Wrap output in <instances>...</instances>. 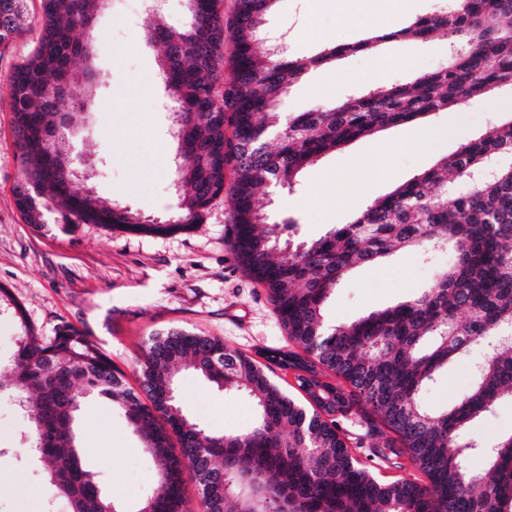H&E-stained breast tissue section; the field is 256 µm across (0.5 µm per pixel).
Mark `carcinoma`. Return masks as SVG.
<instances>
[{
  "label": "carcinoma",
  "instance_id": "carcinoma-1",
  "mask_svg": "<svg viewBox=\"0 0 512 512\" xmlns=\"http://www.w3.org/2000/svg\"><path fill=\"white\" fill-rule=\"evenodd\" d=\"M27 2L0 0V44L25 31ZM282 2L234 0L226 15L224 0H185L188 21L179 29L161 25L155 10L144 15L143 43L161 52L158 75L182 132L175 181L189 186L176 212L156 223L127 207L103 205L91 190L76 188L70 175L45 169L43 157L71 154L59 113L97 111L91 70L72 72L65 62L91 60L93 19L106 0H41L37 46L10 77L24 174L15 203L28 224H43L45 213L56 211L65 224L167 236L202 223L212 202L224 199L233 258L266 290L298 347L270 359L309 373L302 387L310 383L333 394L337 413L362 416L366 431L357 447L367 458L398 470L410 464L425 483L377 480L352 456L329 418L331 405L301 406L261 363L225 348L219 338L184 329L153 337L140 364L141 398L83 329L63 320L54 335H39L2 287L0 311L20 333L12 360L0 364V399L22 404L26 452L43 466V483L69 503V512H120L77 445L76 418L91 394L124 412L143 450L159 463L137 512H187L183 487L189 479L212 512H512V434L490 448L461 436L503 395L512 396V120L311 241L297 238L296 220H277L258 198L262 187H292L306 165L357 138L512 86V0H456L405 28L309 58L279 49L261 56L257 36ZM445 27L459 45L444 68L368 87L327 107L282 112L289 89L312 68L394 40L426 42ZM78 82L90 88L84 97L54 94ZM24 112L38 113L48 138L19 123ZM273 128L282 130L276 149H250ZM503 157L509 162H500ZM490 158L498 161L495 174L448 202V187ZM398 249L421 257L449 250L452 260L418 295L350 324L327 326L324 305L351 269ZM488 336L497 341L461 399L443 410L424 408L421 393L440 370ZM182 365L219 389L229 384L248 396L256 409L252 430L209 432L186 416L179 399H167L175 390L173 370ZM328 373L345 386L322 381ZM29 391L38 393L36 401ZM473 454L483 456L485 471L468 466Z\"/></svg>",
  "mask_w": 512,
  "mask_h": 512
}]
</instances>
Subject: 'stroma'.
<instances>
[{"instance_id":"stroma-1","label":"stroma","mask_w":512,"mask_h":512,"mask_svg":"<svg viewBox=\"0 0 512 512\" xmlns=\"http://www.w3.org/2000/svg\"><path fill=\"white\" fill-rule=\"evenodd\" d=\"M142 12L139 0H112L100 13L93 69L96 97L110 108L77 116L69 138L73 158L88 155L101 167L102 175L94 181L101 202L119 203L143 218L163 220L175 212L178 202L171 188L176 142L172 114L155 80L156 55L142 46ZM312 28L335 44L364 37L362 31L337 22L333 0H285L268 15L257 48L268 51L281 35L289 55L313 56L322 44L310 39ZM40 32V0H30L25 34L0 45V285L25 307L43 335H52L63 320L83 328L132 387L149 339L171 329L219 337L225 346L251 356L288 347L264 289L232 257L223 200H215L193 230L169 237L97 224L68 226L57 214L48 215L43 224L25 222L14 195L23 174L15 159L8 78L30 56ZM456 40L454 33L441 30L425 43L384 44L382 53L394 59L387 82L444 67ZM374 62V55L359 53L311 71L285 96L283 112H302L363 89L362 78ZM509 120L512 90L503 88L441 109L422 122L359 138L304 169L293 189L272 195L271 208L294 217L302 239L319 238L396 185L431 168L440 157L478 139L492 123ZM429 128H446L450 134L425 151L406 150L407 142ZM448 261L445 252L425 259L398 252L384 263L358 267L330 295L324 317L330 324H344L413 297L447 268ZM471 372V360L449 363L424 392L425 408L451 406L467 390ZM178 385L187 414L209 431L245 433L253 428L255 410L245 396L218 389L189 371L179 374ZM76 430L86 467L101 473L105 492L122 512H137L157 465L143 451L122 411L106 399L88 398ZM509 432L512 400L506 398L493 414L470 423L463 437L488 447ZM25 445L20 417L0 402V448L10 451L0 459V512H66L61 500L47 508V491Z\"/></svg>"}]
</instances>
